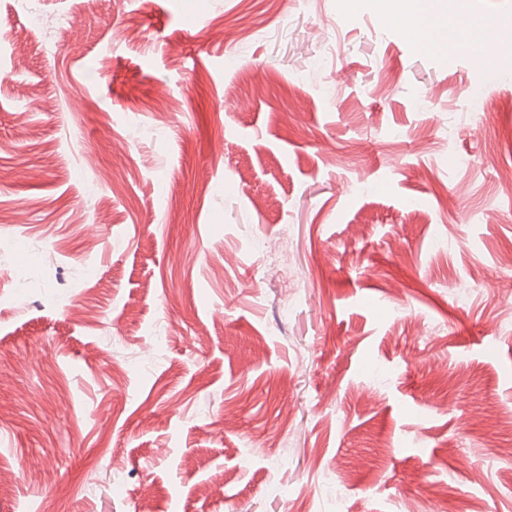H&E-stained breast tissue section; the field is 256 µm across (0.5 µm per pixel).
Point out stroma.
Returning a JSON list of instances; mask_svg holds the SVG:
<instances>
[{
	"label": "stroma",
	"instance_id": "obj_1",
	"mask_svg": "<svg viewBox=\"0 0 512 512\" xmlns=\"http://www.w3.org/2000/svg\"><path fill=\"white\" fill-rule=\"evenodd\" d=\"M466 54L393 0H0V512H512V61Z\"/></svg>",
	"mask_w": 512,
	"mask_h": 512
}]
</instances>
